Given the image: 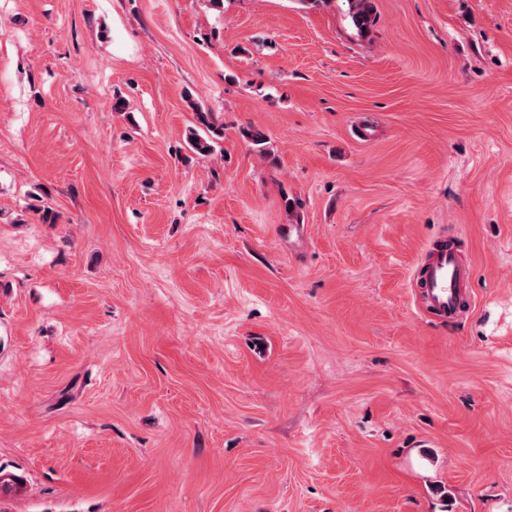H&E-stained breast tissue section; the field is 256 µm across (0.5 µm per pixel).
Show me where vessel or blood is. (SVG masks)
I'll return each mask as SVG.
<instances>
[{
    "label": "vessel or blood",
    "instance_id": "obj_1",
    "mask_svg": "<svg viewBox=\"0 0 512 512\" xmlns=\"http://www.w3.org/2000/svg\"><path fill=\"white\" fill-rule=\"evenodd\" d=\"M468 270L459 262L447 243L433 245L417 275V285L423 288L430 309L444 315H456L460 309Z\"/></svg>",
    "mask_w": 512,
    "mask_h": 512
}]
</instances>
